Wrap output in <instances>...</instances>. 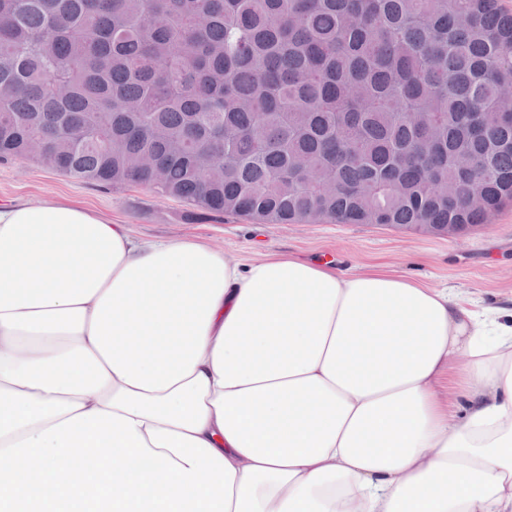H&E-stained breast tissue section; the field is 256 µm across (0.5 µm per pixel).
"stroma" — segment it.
Wrapping results in <instances>:
<instances>
[{"label":"stroma","instance_id":"stroma-1","mask_svg":"<svg viewBox=\"0 0 512 512\" xmlns=\"http://www.w3.org/2000/svg\"><path fill=\"white\" fill-rule=\"evenodd\" d=\"M61 198L80 202L142 240L193 238L251 261L280 252L328 260L362 273L382 267L486 306L512 301V207L489 225L451 239L377 224H256L227 216L199 221L194 207L148 188L106 190L29 160L0 163V202Z\"/></svg>","mask_w":512,"mask_h":512}]
</instances>
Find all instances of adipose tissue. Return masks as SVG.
Wrapping results in <instances>:
<instances>
[{
	"instance_id": "obj_1",
	"label": "adipose tissue",
	"mask_w": 512,
	"mask_h": 512,
	"mask_svg": "<svg viewBox=\"0 0 512 512\" xmlns=\"http://www.w3.org/2000/svg\"><path fill=\"white\" fill-rule=\"evenodd\" d=\"M0 512H512V305L0 205Z\"/></svg>"
}]
</instances>
